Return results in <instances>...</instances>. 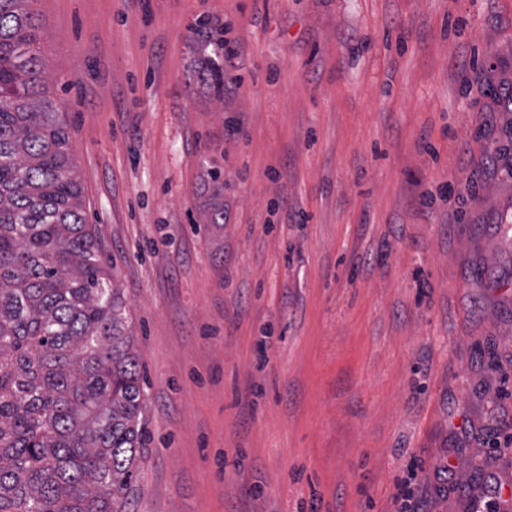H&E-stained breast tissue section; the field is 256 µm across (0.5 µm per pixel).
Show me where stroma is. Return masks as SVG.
<instances>
[{"mask_svg":"<svg viewBox=\"0 0 512 512\" xmlns=\"http://www.w3.org/2000/svg\"><path fill=\"white\" fill-rule=\"evenodd\" d=\"M36 9L143 373L130 512L512 485V0ZM201 20L238 51L220 100ZM209 179L212 183V201L209 210L205 213L207 224H214L216 228H223L224 224V179L218 169L210 170Z\"/></svg>","mask_w":512,"mask_h":512,"instance_id":"1","label":"stroma"}]
</instances>
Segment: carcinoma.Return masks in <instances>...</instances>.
I'll return each instance as SVG.
<instances>
[{"instance_id": "carcinoma-1", "label": "carcinoma", "mask_w": 512, "mask_h": 512, "mask_svg": "<svg viewBox=\"0 0 512 512\" xmlns=\"http://www.w3.org/2000/svg\"><path fill=\"white\" fill-rule=\"evenodd\" d=\"M34 0H0V512H128L144 394L49 95ZM207 72L224 96V65ZM206 223L224 224L209 172Z\"/></svg>"}]
</instances>
